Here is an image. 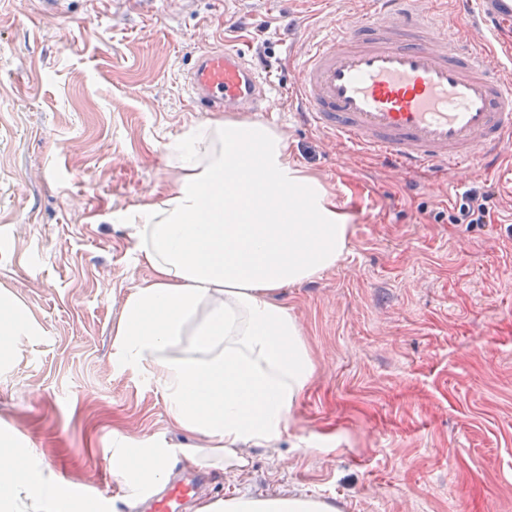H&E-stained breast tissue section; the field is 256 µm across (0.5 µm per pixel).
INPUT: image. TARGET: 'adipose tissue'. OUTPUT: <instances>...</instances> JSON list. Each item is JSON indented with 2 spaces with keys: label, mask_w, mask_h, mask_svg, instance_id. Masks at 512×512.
I'll list each match as a JSON object with an SVG mask.
<instances>
[{
  "label": "adipose tissue",
  "mask_w": 512,
  "mask_h": 512,
  "mask_svg": "<svg viewBox=\"0 0 512 512\" xmlns=\"http://www.w3.org/2000/svg\"><path fill=\"white\" fill-rule=\"evenodd\" d=\"M177 187L125 217L149 275L126 298L113 330L116 357L148 371L191 448L136 444L113 452L119 500L136 512L176 465L244 467L247 451L286 435L315 372L303 329L275 297L336 267L349 215L294 157L288 139L259 120L216 119L166 148ZM28 325L0 292V364ZM0 512H82L61 475L45 473L0 431ZM195 512H336L305 494L234 492Z\"/></svg>",
  "instance_id": "adipose-tissue-1"
}]
</instances>
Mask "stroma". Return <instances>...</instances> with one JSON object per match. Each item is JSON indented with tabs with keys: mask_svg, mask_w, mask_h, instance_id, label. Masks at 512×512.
Segmentation results:
<instances>
[{
	"mask_svg": "<svg viewBox=\"0 0 512 512\" xmlns=\"http://www.w3.org/2000/svg\"><path fill=\"white\" fill-rule=\"evenodd\" d=\"M369 0H0V290L27 310L0 366V430L63 474L84 512L118 489L113 449L189 444L163 389L117 360L112 328L148 272L124 215L175 189L164 143L209 120L187 90L201 51L236 45L270 61L257 118L351 216L336 268L283 289L316 370L295 428L252 448L213 488L305 493L339 512H512V182L480 167L429 178L353 152L292 114L294 61L326 15ZM438 19L512 56V19L468 27L457 0ZM486 186L491 221L452 224L449 183ZM307 447H299L298 437Z\"/></svg>",
	"mask_w": 512,
	"mask_h": 512,
	"instance_id": "stroma-1",
	"label": "stroma"
}]
</instances>
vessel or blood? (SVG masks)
Masks as SVG:
<instances>
[{
    "instance_id": "b4317fda",
    "label": "vessel or blood",
    "mask_w": 512,
    "mask_h": 512,
    "mask_svg": "<svg viewBox=\"0 0 512 512\" xmlns=\"http://www.w3.org/2000/svg\"><path fill=\"white\" fill-rule=\"evenodd\" d=\"M329 19L297 71L298 119L396 169L442 174L497 164L512 142V79L502 61L438 21L435 0H373ZM198 105L261 110L269 83L237 48L203 51L189 77ZM194 486L173 482L150 512H176Z\"/></svg>"
}]
</instances>
